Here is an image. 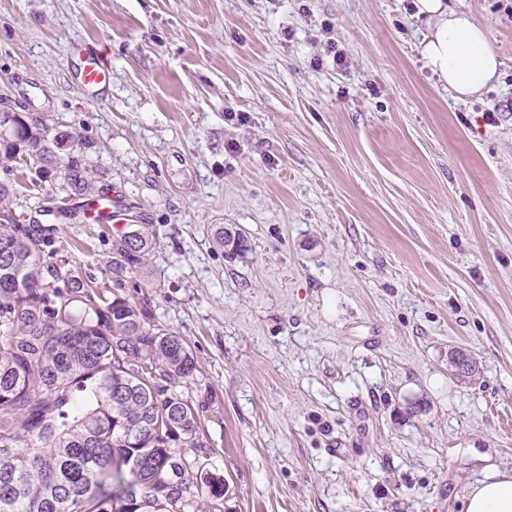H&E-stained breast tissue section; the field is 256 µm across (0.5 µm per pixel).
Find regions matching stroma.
I'll list each match as a JSON object with an SVG mask.
<instances>
[{
    "label": "stroma",
    "mask_w": 512,
    "mask_h": 512,
    "mask_svg": "<svg viewBox=\"0 0 512 512\" xmlns=\"http://www.w3.org/2000/svg\"><path fill=\"white\" fill-rule=\"evenodd\" d=\"M448 4L502 60L465 102L412 0H0V101L79 133L129 221L60 217L79 198L1 158L8 211L100 283L113 239L153 236L119 293L194 353L228 512H461L478 453L512 470V0ZM71 51L79 60L77 79L81 87L94 88L109 81L110 66L105 59L85 52L79 45L72 46Z\"/></svg>",
    "instance_id": "1"
}]
</instances>
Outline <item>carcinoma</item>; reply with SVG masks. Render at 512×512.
<instances>
[{
	"label": "carcinoma",
	"instance_id": "cac0c4a2",
	"mask_svg": "<svg viewBox=\"0 0 512 512\" xmlns=\"http://www.w3.org/2000/svg\"><path fill=\"white\" fill-rule=\"evenodd\" d=\"M81 137L51 133L42 113L0 132L8 159L68 195L98 197L93 170L66 155ZM227 256L248 250L219 229ZM153 238L112 241V273L139 272ZM40 224H0V512H224V480L198 468L211 451L199 408L179 387L197 370L190 345L144 310L69 267Z\"/></svg>",
	"mask_w": 512,
	"mask_h": 512
}]
</instances>
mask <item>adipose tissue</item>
I'll return each mask as SVG.
<instances>
[{"instance_id": "1", "label": "adipose tissue", "mask_w": 512, "mask_h": 512, "mask_svg": "<svg viewBox=\"0 0 512 512\" xmlns=\"http://www.w3.org/2000/svg\"><path fill=\"white\" fill-rule=\"evenodd\" d=\"M417 16L428 32L418 50L426 68L463 100L480 93L495 79L501 62L485 25L469 14L449 9L444 0H415ZM483 477L463 497V512H512V471L482 454Z\"/></svg>"}]
</instances>
